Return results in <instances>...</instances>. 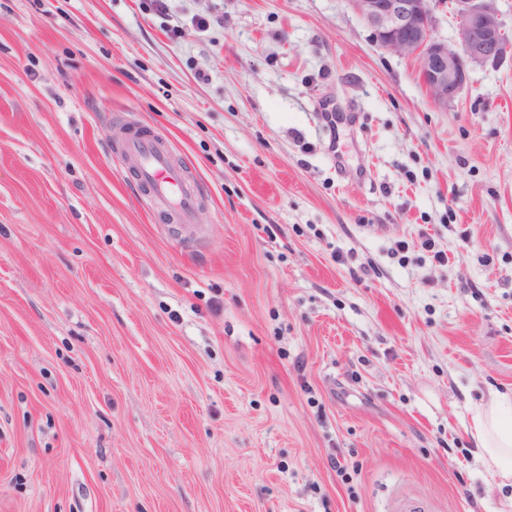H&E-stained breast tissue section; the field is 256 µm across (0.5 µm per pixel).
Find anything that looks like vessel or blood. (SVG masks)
Wrapping results in <instances>:
<instances>
[{"label": "vessel or blood", "instance_id": "vessel-or-blood-1", "mask_svg": "<svg viewBox=\"0 0 512 512\" xmlns=\"http://www.w3.org/2000/svg\"><path fill=\"white\" fill-rule=\"evenodd\" d=\"M123 150L134 159L149 201L170 209L176 223L191 224L200 189L186 179L171 148L156 136L133 131L127 133Z\"/></svg>", "mask_w": 512, "mask_h": 512}]
</instances>
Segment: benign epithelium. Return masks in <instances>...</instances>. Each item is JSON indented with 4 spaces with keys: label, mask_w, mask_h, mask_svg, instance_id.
<instances>
[{
    "label": "benign epithelium",
    "mask_w": 512,
    "mask_h": 512,
    "mask_svg": "<svg viewBox=\"0 0 512 512\" xmlns=\"http://www.w3.org/2000/svg\"><path fill=\"white\" fill-rule=\"evenodd\" d=\"M381 49L417 60L431 100L448 105L468 85L469 70L496 64L512 52L502 40L496 0H453L457 39L434 36L437 0H348Z\"/></svg>",
    "instance_id": "obj_1"
}]
</instances>
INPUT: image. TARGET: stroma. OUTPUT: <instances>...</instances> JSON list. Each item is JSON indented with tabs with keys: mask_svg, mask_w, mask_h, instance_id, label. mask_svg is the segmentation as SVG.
Listing matches in <instances>:
<instances>
[{
	"mask_svg": "<svg viewBox=\"0 0 512 512\" xmlns=\"http://www.w3.org/2000/svg\"><path fill=\"white\" fill-rule=\"evenodd\" d=\"M167 5L0 0V512H512V57L444 107L347 0ZM123 150L135 161L147 199L170 209L176 224H191L200 189L186 179L171 148L156 136L133 131L126 134ZM482 464L498 478V484L512 485V398L494 393L472 411L467 429Z\"/></svg>",
	"mask_w": 512,
	"mask_h": 512,
	"instance_id": "obj_1",
	"label": "stroma"
}]
</instances>
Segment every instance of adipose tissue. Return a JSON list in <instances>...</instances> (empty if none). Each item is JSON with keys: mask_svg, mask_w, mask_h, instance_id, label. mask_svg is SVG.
Returning a JSON list of instances; mask_svg holds the SVG:
<instances>
[{"mask_svg": "<svg viewBox=\"0 0 512 512\" xmlns=\"http://www.w3.org/2000/svg\"><path fill=\"white\" fill-rule=\"evenodd\" d=\"M468 433L486 469L512 485V398L495 393L475 407Z\"/></svg>", "mask_w": 512, "mask_h": 512, "instance_id": "ef3b65f1", "label": "adipose tissue"}]
</instances>
